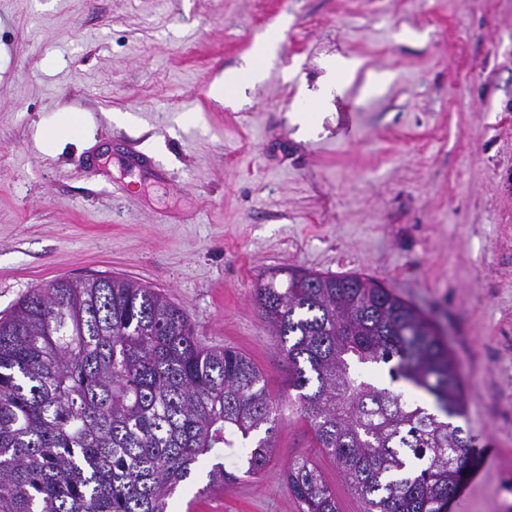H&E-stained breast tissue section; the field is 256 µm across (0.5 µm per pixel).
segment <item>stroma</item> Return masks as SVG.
I'll return each instance as SVG.
<instances>
[{"label": "stroma", "mask_w": 512, "mask_h": 512, "mask_svg": "<svg viewBox=\"0 0 512 512\" xmlns=\"http://www.w3.org/2000/svg\"><path fill=\"white\" fill-rule=\"evenodd\" d=\"M278 36L263 79L226 71ZM358 62L311 111L328 62ZM84 121L61 141V116ZM362 273L420 308L460 363L474 436L450 512H512V0H0V316L32 288L122 275L248 355L282 403L272 458L170 512H298L314 446L258 279ZM261 75V71L254 67L253 57L247 58L239 68L224 74V89L233 87L243 95L244 90L253 86Z\"/></svg>", "instance_id": "obj_1"}]
</instances>
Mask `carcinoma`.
<instances>
[{"label": "carcinoma", "mask_w": 512, "mask_h": 512, "mask_svg": "<svg viewBox=\"0 0 512 512\" xmlns=\"http://www.w3.org/2000/svg\"><path fill=\"white\" fill-rule=\"evenodd\" d=\"M254 287L317 447L365 512H438L471 462L464 383L410 301L362 274L288 267ZM387 374L389 383L379 380ZM430 397L409 401L399 382ZM279 401L240 351L210 348L188 314L122 276L57 278L0 317V512H168L215 448L261 474ZM205 489L239 479L221 463ZM300 512H338L318 463L284 471Z\"/></svg>", "instance_id": "carcinoma-1"}]
</instances>
